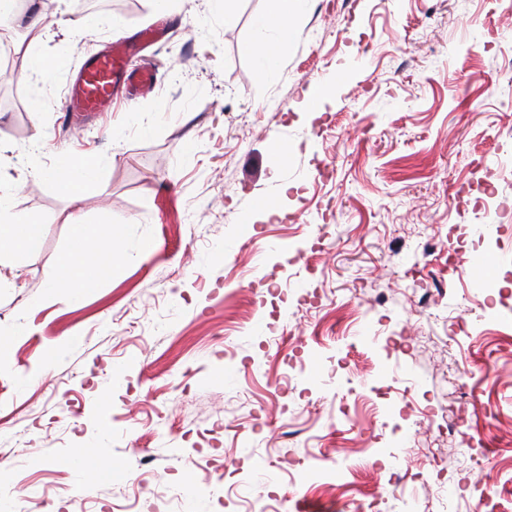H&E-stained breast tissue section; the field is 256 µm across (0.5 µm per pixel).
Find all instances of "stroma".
<instances>
[{
	"label": "stroma",
	"instance_id": "obj_1",
	"mask_svg": "<svg viewBox=\"0 0 512 512\" xmlns=\"http://www.w3.org/2000/svg\"><path fill=\"white\" fill-rule=\"evenodd\" d=\"M42 2L50 78L0 27V180L43 223L0 288L11 512H360L393 475L382 512L486 486L512 512L506 0H302L270 81L244 50L270 0H110L78 41L80 0ZM161 14L154 91L68 126L83 59ZM76 151L105 191L29 177ZM75 213L125 266L71 302L46 287Z\"/></svg>",
	"mask_w": 512,
	"mask_h": 512
}]
</instances>
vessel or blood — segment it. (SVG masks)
<instances>
[{"label":"vessel or blood","instance_id":"obj_1","mask_svg":"<svg viewBox=\"0 0 512 512\" xmlns=\"http://www.w3.org/2000/svg\"><path fill=\"white\" fill-rule=\"evenodd\" d=\"M168 22L141 29L134 38L114 42L108 51L86 58L79 67L66 98L65 118H82L104 111L117 93L135 99L150 93L157 81L151 63L131 65L132 57L160 42L168 33Z\"/></svg>","mask_w":512,"mask_h":512}]
</instances>
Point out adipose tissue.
<instances>
[{"label": "adipose tissue", "instance_id": "1", "mask_svg": "<svg viewBox=\"0 0 512 512\" xmlns=\"http://www.w3.org/2000/svg\"><path fill=\"white\" fill-rule=\"evenodd\" d=\"M270 2L271 8L261 18L260 28L264 32L278 33V40L272 42L261 37L245 47L246 52L258 60V74L265 79L273 75L274 64L280 50V38L289 37L293 33L290 20L296 13L300 0ZM99 170L100 161L97 156L77 152L70 155L66 164L53 169L39 168L35 174L52 179L62 192L79 199L88 190H103ZM12 192L11 185L0 184V269L15 268L21 257L36 252L42 231L40 224L14 212L11 206ZM70 222L77 247L62 255L59 260L64 274L60 285L67 288L68 299L74 300L94 287L100 279L117 276L121 271V263L113 256L112 248L108 245L92 254H83L78 244L90 234L91 229L81 215H72Z\"/></svg>", "mask_w": 512, "mask_h": 512}]
</instances>
